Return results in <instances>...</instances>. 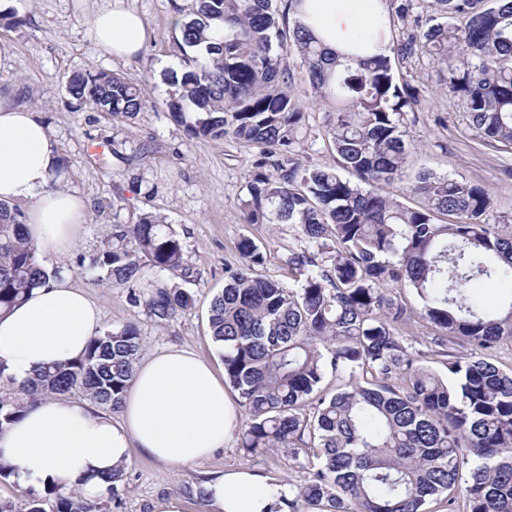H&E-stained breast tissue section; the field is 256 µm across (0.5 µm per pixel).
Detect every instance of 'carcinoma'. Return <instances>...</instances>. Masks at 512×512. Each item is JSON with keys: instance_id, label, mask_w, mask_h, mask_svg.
<instances>
[{"instance_id": "1", "label": "carcinoma", "mask_w": 512, "mask_h": 512, "mask_svg": "<svg viewBox=\"0 0 512 512\" xmlns=\"http://www.w3.org/2000/svg\"><path fill=\"white\" fill-rule=\"evenodd\" d=\"M419 35L391 54L330 58L300 24L280 27L293 0H188L174 4L183 46L205 45L181 71L166 70L168 110L189 135L293 150L302 105L292 93L288 47L312 88L341 106L327 136L341 169L293 164L278 175L259 165L246 183L247 224H293L308 244L288 257L297 287L258 273L265 257L250 238L209 308L223 348L224 384L248 411L241 446L251 458L283 455L306 478L288 483L287 512H512V369L488 360L512 341V233L483 216L489 192L463 179L421 173L409 208L384 192L399 180L408 147L403 116L418 90L397 80L391 55L426 56L488 145L512 149V0H427ZM66 91L101 112L134 118L145 83L100 70L71 76ZM455 220L450 222L448 217ZM89 263L97 281L129 289V300L165 323L194 305L176 284L144 279L149 265L186 277L182 245L169 225L146 214L114 224ZM55 273L42 265L21 212L0 202V315ZM510 284L496 305L477 294ZM413 290L436 333L425 349L405 343L407 307L393 287ZM484 356L454 353L457 340ZM143 347L136 327L107 329L64 366L44 367L0 394V430L39 400L79 392L121 408ZM442 357L443 378L425 364ZM344 384L321 387L326 368ZM112 470L106 498L79 489L27 491L0 512H119Z\"/></svg>"}]
</instances>
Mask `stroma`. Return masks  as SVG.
Wrapping results in <instances>:
<instances>
[{
	"label": "stroma",
	"instance_id": "1",
	"mask_svg": "<svg viewBox=\"0 0 512 512\" xmlns=\"http://www.w3.org/2000/svg\"><path fill=\"white\" fill-rule=\"evenodd\" d=\"M127 2L151 29L145 50L131 61L107 56L94 39L90 17L106 0H15L9 14L17 18V27L0 25V41L12 48L10 58L0 63V91H16L19 102L48 125L64 161L60 187L86 205L73 247L45 254L48 268L86 291L99 311L100 330L135 325L145 340V354L176 346L208 360L220 374L224 361L211 336L208 310L224 288L226 263L238 257L239 240L254 239L265 256L260 274L287 285L292 282L288 256L306 246L295 225L245 223L246 182L258 164L271 158L283 165L293 160L337 168L326 135L331 106L315 96L294 54V92L307 108L293 156L271 155L264 146L230 137L189 136L172 119L169 88L160 78L161 69L183 65L184 51L170 23L174 0ZM394 66L400 81L418 88L419 102L404 116L409 154L401 180L388 186V193L416 208L422 200L410 187L419 172L464 178L492 195L486 223L512 228V150L481 141L461 101L443 90L437 63L426 57L398 58ZM100 70L146 81V107L136 119L77 105L67 94L72 74ZM147 213L170 224L180 239L183 264L190 271L183 286L195 299L192 309L163 324L144 306L131 303L128 289L94 283L91 271L75 262L77 256L94 255L112 225L137 223ZM230 468L252 469L275 481L304 478L283 455L245 457L236 432L214 455L179 470L132 453L118 485L123 512H157L158 503L171 496L181 498L184 512H213L196 497L195 484Z\"/></svg>",
	"mask_w": 512,
	"mask_h": 512
}]
</instances>
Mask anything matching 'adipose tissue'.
Returning <instances> with one entry per match:
<instances>
[{
	"instance_id": "1",
	"label": "adipose tissue",
	"mask_w": 512,
	"mask_h": 512,
	"mask_svg": "<svg viewBox=\"0 0 512 512\" xmlns=\"http://www.w3.org/2000/svg\"><path fill=\"white\" fill-rule=\"evenodd\" d=\"M291 17L334 52L349 53L370 35L374 52L391 44L384 0H297ZM90 25L100 48L119 60L137 56L149 37L144 18L126 0H109ZM59 159L58 144L36 112L0 93V201L27 203L29 233L49 252L73 246L85 209L82 199L54 187ZM98 322L83 289L50 279L0 317V364L20 383L36 369L69 363L84 353ZM237 424L235 403L210 363L173 347L137 365L120 422L89 404L49 399L0 431V461L21 489L60 484L97 495L107 492L105 475L132 449L183 467L223 448ZM203 488L217 512H272L283 491L246 469L224 472Z\"/></svg>"
}]
</instances>
